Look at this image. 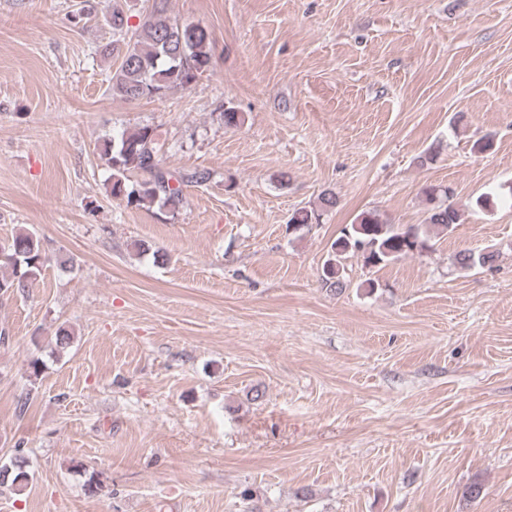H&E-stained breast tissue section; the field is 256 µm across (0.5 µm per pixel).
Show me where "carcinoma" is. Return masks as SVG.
Wrapping results in <instances>:
<instances>
[{"label": "carcinoma", "instance_id": "obj_1", "mask_svg": "<svg viewBox=\"0 0 512 512\" xmlns=\"http://www.w3.org/2000/svg\"><path fill=\"white\" fill-rule=\"evenodd\" d=\"M129 16L123 0H113L112 12L104 22L115 34L124 37L123 49L114 43L103 45L104 58H115L118 67L109 79L108 90L114 97L127 101L162 98L175 89H186L212 66V41L209 30L200 24H180L167 15L166 0H154L150 11L143 14L137 28L128 32ZM101 156L111 169L110 193L128 207L144 208L158 205L167 213L175 212L182 203V185L201 183L209 173L195 171L175 176L161 167L166 152V139L159 128L151 125L125 129L103 140ZM134 171L145 172L149 178L132 180ZM450 189L427 188L429 205L423 224L396 225L383 222L373 211L360 213L353 223L341 229L331 244L325 261L321 284L333 292L346 287L342 260L348 254L362 258L369 268H382L403 257L423 253L431 248L433 238L444 235L460 223L463 210L441 200ZM320 206L295 210L289 224L298 228L319 223L321 212L338 205L336 194L324 192ZM4 259L12 267L13 277L0 278V292L5 294L24 287L28 279L40 275L49 261L40 239L31 232L17 233L5 247ZM494 254L475 253L464 249L454 256L453 264L460 271L476 267L493 268ZM30 474L21 455L0 462V483L17 489L27 485Z\"/></svg>", "mask_w": 512, "mask_h": 512}]
</instances>
